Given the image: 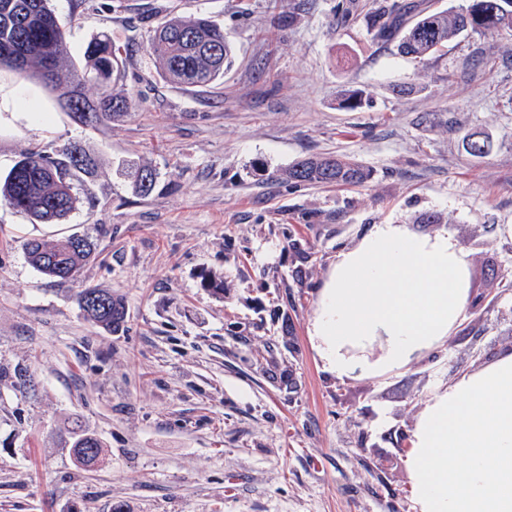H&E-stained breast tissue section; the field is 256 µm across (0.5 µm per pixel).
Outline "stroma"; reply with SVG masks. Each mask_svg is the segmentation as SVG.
Returning <instances> with one entry per match:
<instances>
[{
  "mask_svg": "<svg viewBox=\"0 0 512 512\" xmlns=\"http://www.w3.org/2000/svg\"><path fill=\"white\" fill-rule=\"evenodd\" d=\"M380 2L50 0L72 57L103 34L121 49L112 91L133 107L84 129L58 109L64 89L0 74L1 175L34 147L79 142L98 159L66 220L97 245L76 279L32 267L23 243L46 230L0 203V512H415L404 460L426 405L512 352V33L414 60L375 38ZM166 15L223 27V82L161 77L147 40ZM349 88L362 107L341 108ZM471 132L486 155L463 149ZM330 154L370 178L284 175ZM133 165L156 171L150 195L135 193ZM375 224L451 231L468 299L402 367L370 371L377 336L348 347L339 378L312 324L337 255ZM205 271L223 294L202 288ZM88 286L122 300V330L85 318ZM74 420L104 444L94 470L73 461Z\"/></svg>",
  "mask_w": 512,
  "mask_h": 512,
  "instance_id": "1",
  "label": "stroma"
}]
</instances>
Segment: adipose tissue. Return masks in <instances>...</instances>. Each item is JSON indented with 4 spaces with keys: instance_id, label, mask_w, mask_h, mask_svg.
<instances>
[{
    "instance_id": "ef3b65f1",
    "label": "adipose tissue",
    "mask_w": 512,
    "mask_h": 512,
    "mask_svg": "<svg viewBox=\"0 0 512 512\" xmlns=\"http://www.w3.org/2000/svg\"><path fill=\"white\" fill-rule=\"evenodd\" d=\"M465 250L449 231L431 238L377 224L337 255L312 334L325 369L348 375L346 346L387 336L394 368L446 336L468 289ZM417 512H512V353L435 396L405 459Z\"/></svg>"
}]
</instances>
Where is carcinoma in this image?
Segmentation results:
<instances>
[{
  "label": "carcinoma",
  "instance_id": "carcinoma-1",
  "mask_svg": "<svg viewBox=\"0 0 512 512\" xmlns=\"http://www.w3.org/2000/svg\"><path fill=\"white\" fill-rule=\"evenodd\" d=\"M374 29L378 39L393 40L401 53L421 59L465 33L512 31V0H468L459 11L421 9L410 16L384 5L375 10ZM148 43L161 77L174 84L212 87L234 63L224 29L207 17L167 18L149 32ZM66 45L67 31L48 0H0V73L31 79L49 93L63 85L70 87L60 107L83 127L128 112L130 100L111 92V84L122 77L123 70L112 39L102 35L90 41L76 63L67 56ZM85 82L99 86L98 99L81 92ZM94 169V157L79 143L65 147L57 157L32 151L0 178V201L41 223H58L77 209L72 181L80 174H93ZM129 176L139 195L154 191L155 171L135 167ZM286 176L312 185H353L368 180L370 171L348 157L328 155L301 160ZM24 249L37 271L64 281L75 279L96 253L93 241L75 235L51 243L30 239ZM78 303L85 316L105 330H118L126 322L125 306L109 291L86 288L79 293ZM72 434L75 460L85 468L97 465L103 442L78 424Z\"/></svg>",
  "mask_w": 512,
  "mask_h": 512
}]
</instances>
